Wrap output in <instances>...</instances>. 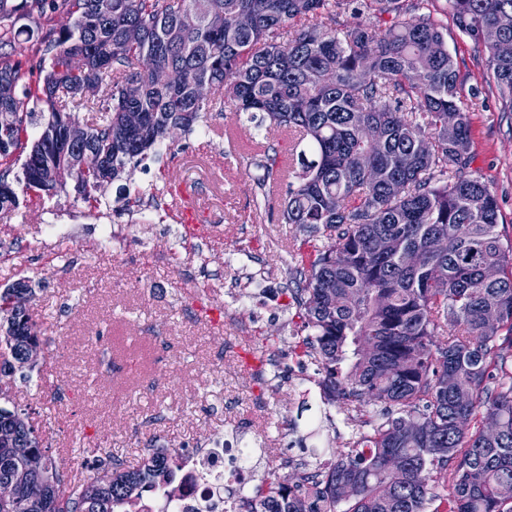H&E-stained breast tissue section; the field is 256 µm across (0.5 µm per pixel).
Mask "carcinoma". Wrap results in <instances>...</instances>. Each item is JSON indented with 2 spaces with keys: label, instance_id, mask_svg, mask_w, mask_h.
Instances as JSON below:
<instances>
[{
  "label": "carcinoma",
  "instance_id": "carcinoma-1",
  "mask_svg": "<svg viewBox=\"0 0 512 512\" xmlns=\"http://www.w3.org/2000/svg\"><path fill=\"white\" fill-rule=\"evenodd\" d=\"M31 2L41 0H0V212L20 207L9 181L20 159L23 193L42 202L74 178L82 201L97 207L100 191L173 128L195 131L209 111L208 86L254 127L291 135L282 220L327 239L313 254L296 253L291 292L312 336L309 355L324 373L327 404L340 398L349 411L376 405L381 413L328 470L311 448L315 463H304L295 483L271 473L266 490L235 512H512V273H504L512 245L496 230L493 191L469 170L470 125L432 0H51L74 22L49 29L35 77L5 51L23 33L13 18ZM447 5L487 51L512 108V57L482 38L494 29L512 41V0ZM213 9L230 19L222 30L207 25ZM345 11L390 20L332 26ZM240 13L252 16L250 29L233 24ZM298 21L296 35L280 41ZM130 26L143 31L136 45L123 38ZM143 56L180 70V84L155 85L137 68ZM105 77L107 104L75 148L60 112L83 106V85ZM129 109L142 113L140 128L125 127ZM37 112L48 120L35 136ZM83 150L93 160L79 170ZM436 236L446 240L439 253L429 249ZM378 239L386 252L375 250ZM407 252L425 262L407 264ZM29 293L20 283L0 291V374L28 366L23 346L40 340L22 308ZM460 416L480 424L459 430ZM17 445L41 468L31 469ZM392 451L406 461L399 473L383 466ZM181 466V454L160 449L136 468L115 464L83 481L60 471L27 414L0 407V482L45 486L27 512H142L145 497L175 494ZM66 482L69 497L57 506Z\"/></svg>",
  "mask_w": 512,
  "mask_h": 512
}]
</instances>
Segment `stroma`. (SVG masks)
Instances as JSON below:
<instances>
[{
    "instance_id": "1",
    "label": "stroma",
    "mask_w": 512,
    "mask_h": 512,
    "mask_svg": "<svg viewBox=\"0 0 512 512\" xmlns=\"http://www.w3.org/2000/svg\"><path fill=\"white\" fill-rule=\"evenodd\" d=\"M445 0H435L442 10ZM66 15L18 18L14 57L35 63L33 46ZM448 51L468 108L471 168L498 202L497 231L512 240V110L482 48L444 14ZM204 133L167 139L88 210L74 181L46 203L0 215V290L23 281L41 325L42 352L29 375L0 379L7 408L28 412L58 467L87 472L85 450L136 465L150 450L183 452L239 431L256 448L255 486L269 473L295 478L309 448L331 462L360 418L343 424L323 405L316 364L289 361L297 325L289 290L291 249H320L279 219L286 193L260 197L253 178L264 155L250 150L252 126L213 105ZM60 224L71 245H46ZM114 238L94 248L103 227ZM235 344L240 360L226 357ZM278 356L282 376L258 382L259 356Z\"/></svg>"
}]
</instances>
